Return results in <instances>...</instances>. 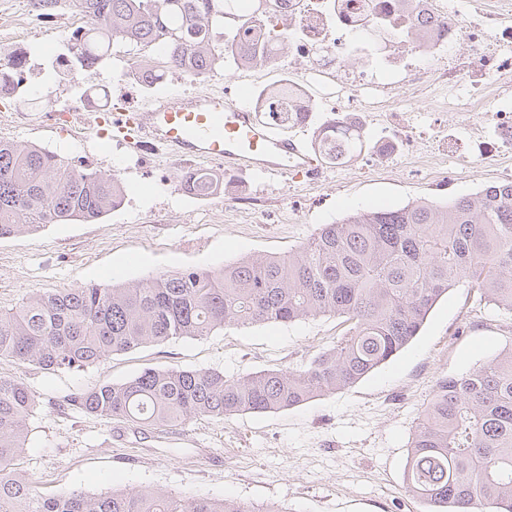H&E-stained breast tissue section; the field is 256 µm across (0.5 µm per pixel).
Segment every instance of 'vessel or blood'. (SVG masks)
<instances>
[{
  "label": "vessel or blood",
  "mask_w": 512,
  "mask_h": 512,
  "mask_svg": "<svg viewBox=\"0 0 512 512\" xmlns=\"http://www.w3.org/2000/svg\"><path fill=\"white\" fill-rule=\"evenodd\" d=\"M114 137L130 147L163 148L173 163L208 159L229 171H316L306 146L279 134L251 109L223 94L206 92L193 98L169 94L143 110H121L108 123Z\"/></svg>",
  "instance_id": "obj_1"
}]
</instances>
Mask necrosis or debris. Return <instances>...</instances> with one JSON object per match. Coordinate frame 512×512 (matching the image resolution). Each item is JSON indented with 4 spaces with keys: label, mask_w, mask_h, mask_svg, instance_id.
Wrapping results in <instances>:
<instances>
[{
    "label": "necrosis or debris",
    "mask_w": 512,
    "mask_h": 512,
    "mask_svg": "<svg viewBox=\"0 0 512 512\" xmlns=\"http://www.w3.org/2000/svg\"><path fill=\"white\" fill-rule=\"evenodd\" d=\"M393 12L394 0H283V22L297 34L288 53L308 63L300 79L303 91L312 97L333 88L342 127L349 112L382 115L384 129L363 156L367 166L419 142H435L446 164L428 175L435 187L451 180L455 168L512 154V0H471L462 12L451 0H424L420 22L428 29L425 49L433 57L427 68L419 65L410 44L393 34L370 40L372 30ZM86 28V19L74 13H16L11 0H0V60L8 64L0 71V100L13 99L42 71L41 63L26 55L24 42L49 31L70 35ZM461 42L468 43L469 53L457 51ZM352 58L361 60V71L350 70ZM421 78L448 88L454 97L433 104L430 123L414 126L402 119L400 108ZM464 94L473 112L464 129L455 132L440 115L453 111L456 97ZM52 109L105 112L109 104L87 92L75 75L58 86Z\"/></svg>",
    "instance_id": "1"
}]
</instances>
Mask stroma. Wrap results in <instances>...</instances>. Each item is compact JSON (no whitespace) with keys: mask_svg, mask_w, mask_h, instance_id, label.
Returning <instances> with one entry per match:
<instances>
[{"mask_svg":"<svg viewBox=\"0 0 512 512\" xmlns=\"http://www.w3.org/2000/svg\"><path fill=\"white\" fill-rule=\"evenodd\" d=\"M301 65L283 58L258 69L222 70L203 92H243L252 105ZM0 138L38 145L66 161L115 173L126 186L122 208L93 223L50 224L39 232L0 238V311L49 290L140 280L186 267L216 269L253 255L298 250L321 224L376 207L447 202L500 183L494 160L462 170L447 193L431 189L419 153L364 169L329 173L321 185L284 173L224 174L219 194L190 197L164 153L140 162L126 147L101 145L74 133L35 132L0 122ZM257 195L265 205L241 209ZM344 326L333 315L293 324L258 323L205 337L174 338L110 355L80 371L47 372L0 359V376L34 393L29 442L14 462L48 495L146 489L168 495L233 497L284 512H422L403 488L407 449L438 378L465 374L512 348V313L459 286L432 308L416 339L351 387L271 413L204 417L159 429L78 411L72 392L121 383L147 368H210L226 377L302 368L333 346Z\"/></svg>","mask_w":512,"mask_h":512,"instance_id":"1","label":"stroma"}]
</instances>
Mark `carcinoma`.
Segmentation results:
<instances>
[{
  "instance_id": "carcinoma-1",
  "label": "carcinoma",
  "mask_w": 512,
  "mask_h": 512,
  "mask_svg": "<svg viewBox=\"0 0 512 512\" xmlns=\"http://www.w3.org/2000/svg\"><path fill=\"white\" fill-rule=\"evenodd\" d=\"M72 2L89 23L68 39L73 62L134 57L146 78L184 72L205 79L219 69L272 65L268 42L288 49L292 31L276 30V0H27L51 12ZM295 92L260 91L263 104ZM325 132L314 142L333 163ZM207 196L223 181L184 173ZM126 188L116 173L72 165L57 153L0 139V237L48 224L86 223L119 209ZM465 286L512 313V182L444 204L356 212L321 224L294 253L245 257L212 270L185 269L100 288L47 290L0 312V358L43 370H80L143 344L201 337L226 327L294 323L333 314L345 333L298 370L236 379L215 369L149 368L122 383L73 393L86 414L138 427H169L194 418H228L303 405L362 379L418 334L452 287ZM35 396L0 376V512H283L224 498L112 490L41 493L12 470L27 444ZM404 488L423 512H512V349L458 376H443L412 434Z\"/></svg>"
}]
</instances>
